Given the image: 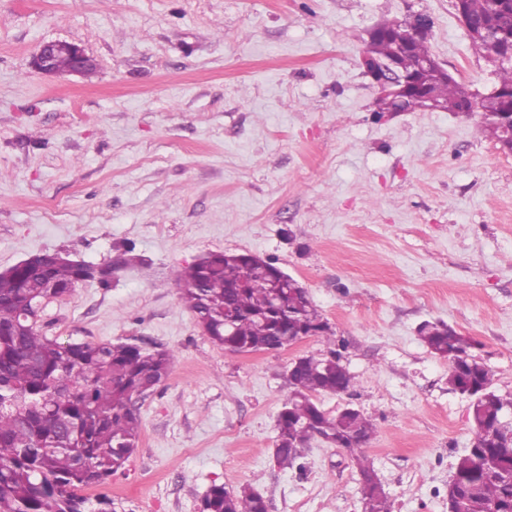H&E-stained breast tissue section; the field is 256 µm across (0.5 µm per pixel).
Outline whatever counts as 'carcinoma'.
Here are the masks:
<instances>
[{
    "label": "carcinoma",
    "mask_w": 512,
    "mask_h": 512,
    "mask_svg": "<svg viewBox=\"0 0 512 512\" xmlns=\"http://www.w3.org/2000/svg\"><path fill=\"white\" fill-rule=\"evenodd\" d=\"M468 16L491 31L471 40L485 59L506 52L512 32V6L495 0H464ZM411 22H395L388 36L370 37L366 54L380 59L398 55L400 68L417 69L432 56L429 37L399 51ZM497 92L479 101L480 132L503 143V111L512 104V67L496 71ZM434 109L458 112L464 89L453 77L420 72ZM34 265L0 271V512H116L112 498L78 494L106 484L123 471L140 438L135 404L154 392L176 362L172 351H149L134 344L65 343L43 335L31 324V307L69 293L87 279L85 269L54 253L42 252ZM180 298L209 339L225 349L263 351L308 331L318 332L328 356L299 364L289 380L278 415L275 457L282 469L294 467L298 449L281 440L284 433L333 432L355 435L361 445L374 436L372 421L357 411L347 419L324 412L314 401L320 393L348 394L353 377L341 362L334 333L312 302L247 261L243 253H213L203 265L184 269L176 279ZM231 325L224 326V310ZM231 335H224V331ZM421 341L451 360L448 386L470 398L472 423L479 425L472 446L453 474L469 512H512V448L500 430L502 412L512 401L482 390L489 370L476 360L478 343L443 322L419 328ZM362 501L370 512H392L386 493L367 480L374 470L355 455ZM263 496L248 485L230 493L212 485L200 512H267Z\"/></svg>",
    "instance_id": "carcinoma-1"
}]
</instances>
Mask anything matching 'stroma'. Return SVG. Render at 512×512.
<instances>
[{"instance_id": "35a3bbf8", "label": "stroma", "mask_w": 512, "mask_h": 512, "mask_svg": "<svg viewBox=\"0 0 512 512\" xmlns=\"http://www.w3.org/2000/svg\"><path fill=\"white\" fill-rule=\"evenodd\" d=\"M420 14L434 57L488 93L451 0H0V269L132 250L109 287L49 303L39 329L178 356L137 402L124 472L99 490L117 512H199L215 484L251 486L268 512H362L349 451L315 438L297 467L272 464L288 371L325 355L323 339L235 354L181 300L177 275L224 251L307 289L354 382L316 402L373 421L362 452L393 512H448L470 401L418 328L472 337L512 398V153L478 134L477 111L376 114L368 32ZM51 41L81 46L94 70L35 72Z\"/></svg>"}]
</instances>
